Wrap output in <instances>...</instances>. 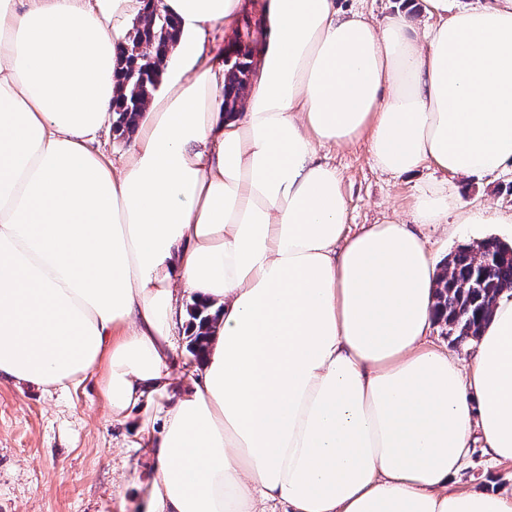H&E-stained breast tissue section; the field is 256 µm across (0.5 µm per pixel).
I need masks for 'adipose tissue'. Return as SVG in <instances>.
I'll use <instances>...</instances> for the list:
<instances>
[{"label":"adipose tissue","instance_id":"ef3b65f1","mask_svg":"<svg viewBox=\"0 0 512 512\" xmlns=\"http://www.w3.org/2000/svg\"><path fill=\"white\" fill-rule=\"evenodd\" d=\"M423 3L416 34L402 5L377 25L336 0H265L228 117L206 34L243 0H162L179 70L117 167L93 142L138 0H0V380L98 370L114 419L159 406L137 432L157 472L145 512H512V493L458 480L475 448L512 462V293L467 357L434 346L421 233L494 214L433 183L409 218L349 234L342 175L318 157L363 139L397 177L512 166V0ZM186 295L219 316L181 363Z\"/></svg>","mask_w":512,"mask_h":512}]
</instances>
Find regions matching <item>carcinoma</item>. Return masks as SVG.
<instances>
[{"label":"carcinoma","instance_id":"carcinoma-1","mask_svg":"<svg viewBox=\"0 0 512 512\" xmlns=\"http://www.w3.org/2000/svg\"><path fill=\"white\" fill-rule=\"evenodd\" d=\"M181 35L178 20L167 13L140 12L127 32L124 42L130 48L143 41L153 43L151 62L134 60L133 54L119 52L117 85L113 98L112 127L123 136L135 131L137 121L156 90L170 47ZM263 41L262 21L258 0H252V10L244 12L234 38L224 50V112L232 114L242 106L245 90L252 73L254 57ZM133 78H128L131 71ZM484 256L492 258L491 271L473 257L474 247L459 248L444 265L443 285L437 291V321L448 327V334L458 342L478 338L482 326L491 317L499 296L512 291V244L496 237L478 243ZM191 318L195 323L191 353L202 356L206 338L217 314L202 303H194Z\"/></svg>","mask_w":512,"mask_h":512}]
</instances>
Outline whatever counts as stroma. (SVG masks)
Here are the masks:
<instances>
[{
  "instance_id": "stroma-1",
  "label": "stroma",
  "mask_w": 512,
  "mask_h": 512,
  "mask_svg": "<svg viewBox=\"0 0 512 512\" xmlns=\"http://www.w3.org/2000/svg\"><path fill=\"white\" fill-rule=\"evenodd\" d=\"M320 156L340 171L348 200L347 226L357 230L384 217L406 215L418 189L444 174L432 164L393 177L376 168L366 142L323 148ZM468 210L512 211V169L459 185ZM422 233L437 264L463 244L512 231L499 224H463L450 236ZM155 410L112 419L98 373L65 390L46 392L0 383V512H141L156 477L149 451L135 447L136 432ZM461 484L512 492V463H490L475 451Z\"/></svg>"
}]
</instances>
